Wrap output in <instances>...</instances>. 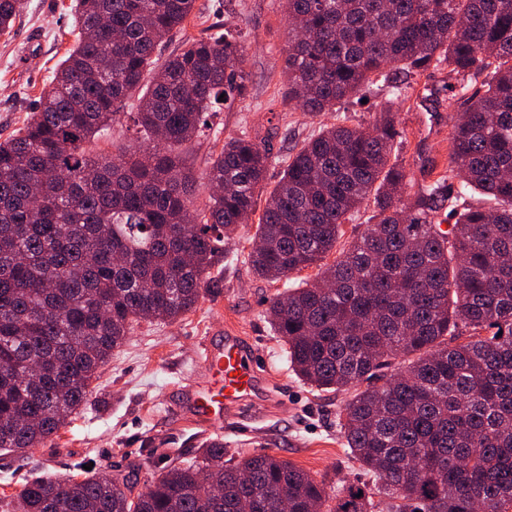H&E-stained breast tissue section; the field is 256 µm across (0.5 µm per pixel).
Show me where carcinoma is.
I'll return each mask as SVG.
<instances>
[{
  "instance_id": "obj_1",
  "label": "carcinoma",
  "mask_w": 512,
  "mask_h": 512,
  "mask_svg": "<svg viewBox=\"0 0 512 512\" xmlns=\"http://www.w3.org/2000/svg\"><path fill=\"white\" fill-rule=\"evenodd\" d=\"M195 2L74 0L73 45L0 141V451L56 435L136 325L176 321L220 287L212 269L262 200L253 274L317 269L267 318L298 377L352 392L338 427L371 482L332 497L291 462L228 458L212 439L135 497L107 475L38 477L16 512H274L281 498L288 512H512V0H282L283 102L318 115L378 83L387 94L370 127L321 126L265 194L266 146L225 138L201 207L183 147L251 75L241 33L220 25L160 59ZM25 9L0 0V35ZM436 69L457 80L448 167L405 200L396 111ZM125 107L140 145L92 153Z\"/></svg>"
}]
</instances>
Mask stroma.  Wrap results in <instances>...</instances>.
<instances>
[{
	"label": "stroma",
	"mask_w": 512,
	"mask_h": 512,
	"mask_svg": "<svg viewBox=\"0 0 512 512\" xmlns=\"http://www.w3.org/2000/svg\"><path fill=\"white\" fill-rule=\"evenodd\" d=\"M71 2L27 0L11 35L0 36V140L27 123L52 70L72 45ZM217 23L245 34L251 84L246 97L213 116L219 138L185 149L195 173H204L225 137L246 131L271 145L265 182L270 188L279 181L290 150L320 125L341 120L372 124L383 97L379 90L366 103L345 104L317 116L283 105L288 23L279 0H226L222 10L217 0H196L184 31L172 35L169 50L180 49L186 37L207 34ZM447 80V72L439 71L415 84L397 115L408 138L406 154L422 152L441 166L448 163V98H427L422 91L442 87ZM255 229L246 224L240 240L228 245L220 287L192 311L172 323L136 326L101 369L97 392L57 435L25 456L0 454V512H12L11 497L34 476L80 475L89 464L140 492L171 464L168 449H181V461L198 459L203 440L180 418L181 388L187 379L201 376L198 355L206 339L222 337L228 327L265 357L261 378L268 400L225 421L217 435L227 452L276 455L338 490L359 477L337 427L346 394L321 392L301 381L267 320L269 301L282 285L254 276L245 262L243 240Z\"/></svg>",
	"instance_id": "35a3bbf8"
}]
</instances>
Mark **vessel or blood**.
I'll use <instances>...</instances> for the list:
<instances>
[{"label":"vessel or blood","mask_w":512,"mask_h":512,"mask_svg":"<svg viewBox=\"0 0 512 512\" xmlns=\"http://www.w3.org/2000/svg\"><path fill=\"white\" fill-rule=\"evenodd\" d=\"M202 359L205 375L183 388V417L201 435L220 428L226 417L262 395L259 358L246 339L234 331L206 341Z\"/></svg>","instance_id":"vessel-or-blood-1"}]
</instances>
